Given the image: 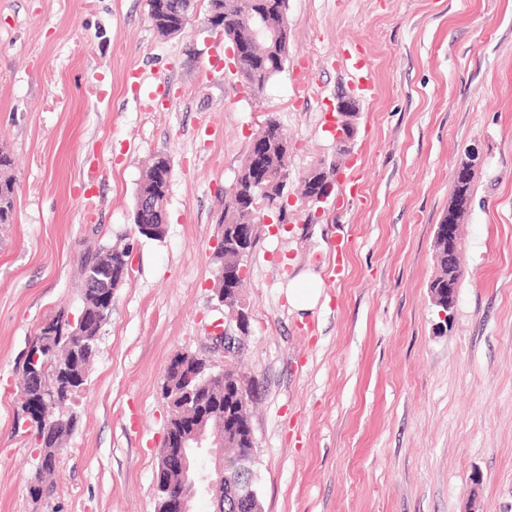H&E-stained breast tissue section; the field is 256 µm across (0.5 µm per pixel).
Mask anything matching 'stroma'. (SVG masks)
<instances>
[{"mask_svg":"<svg viewBox=\"0 0 512 512\" xmlns=\"http://www.w3.org/2000/svg\"><path fill=\"white\" fill-rule=\"evenodd\" d=\"M207 10L198 0L164 38L147 0H0V145L16 178L0 226V512H156L164 373L179 352L224 362L211 256L224 192L271 116L292 148L291 223L259 227L237 352L256 384L262 512H512V0H288V58L259 95ZM351 44L376 91L340 154L327 119L350 92ZM135 73L160 84L152 103ZM471 146L482 162L441 331L434 236ZM159 153L172 175L153 240L133 211ZM321 161L340 176L314 208L299 180ZM115 244L129 273L69 405L53 491L36 500V450L15 425L26 352L43 321L77 314L83 257ZM306 270L328 301L300 316L287 288Z\"/></svg>","mask_w":512,"mask_h":512,"instance_id":"1","label":"stroma"}]
</instances>
